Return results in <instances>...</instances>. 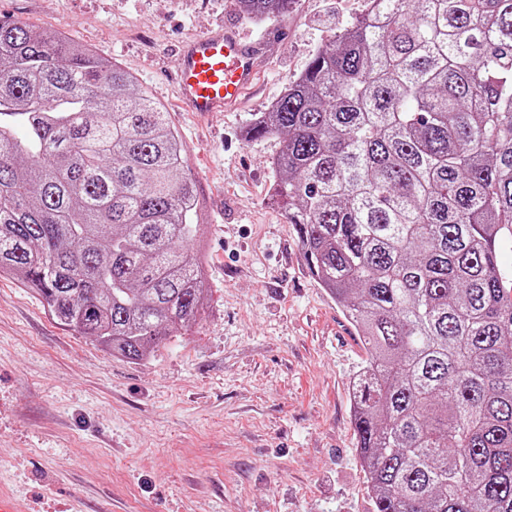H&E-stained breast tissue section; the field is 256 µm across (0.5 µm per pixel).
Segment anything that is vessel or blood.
Wrapping results in <instances>:
<instances>
[{
	"label": "vessel or blood",
	"mask_w": 512,
	"mask_h": 512,
	"mask_svg": "<svg viewBox=\"0 0 512 512\" xmlns=\"http://www.w3.org/2000/svg\"><path fill=\"white\" fill-rule=\"evenodd\" d=\"M261 48L233 27L220 25L178 50L175 83L184 107L199 116L225 111L255 81Z\"/></svg>",
	"instance_id": "obj_1"
}]
</instances>
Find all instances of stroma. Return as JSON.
<instances>
[{
	"instance_id": "stroma-1",
	"label": "stroma",
	"mask_w": 512,
	"mask_h": 512,
	"mask_svg": "<svg viewBox=\"0 0 512 512\" xmlns=\"http://www.w3.org/2000/svg\"><path fill=\"white\" fill-rule=\"evenodd\" d=\"M292 0L257 27L236 0H0L128 68L168 112L195 178L211 295L197 321L132 361L0 277V494L25 512H374L351 382L366 352L271 205L277 139L245 138L367 0ZM266 41L258 87L201 120L178 104L175 49L217 24Z\"/></svg>"
}]
</instances>
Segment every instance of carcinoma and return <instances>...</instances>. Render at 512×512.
I'll list each match as a JSON object with an SVG mask.
<instances>
[{
	"mask_svg": "<svg viewBox=\"0 0 512 512\" xmlns=\"http://www.w3.org/2000/svg\"><path fill=\"white\" fill-rule=\"evenodd\" d=\"M237 2L262 24L290 0ZM369 3L245 136L279 140L277 206L367 351L375 512H512V0ZM182 154L129 71L0 21V275L125 358L208 305Z\"/></svg>",
	"mask_w": 512,
	"mask_h": 512,
	"instance_id": "cac0c4a2",
	"label": "carcinoma"
}]
</instances>
